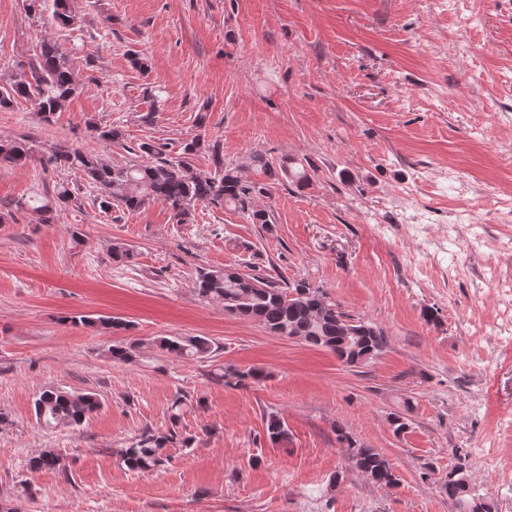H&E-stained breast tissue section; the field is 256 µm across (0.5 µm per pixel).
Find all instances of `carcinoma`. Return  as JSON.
Here are the masks:
<instances>
[{"label":"carcinoma","instance_id":"1","mask_svg":"<svg viewBox=\"0 0 512 512\" xmlns=\"http://www.w3.org/2000/svg\"><path fill=\"white\" fill-rule=\"evenodd\" d=\"M51 23L58 29H68L77 20L73 0H52ZM77 81L70 55L53 38L42 40L38 53L28 62V69H19L7 82L0 85V110H8L19 100L34 105L42 118L50 122L54 115L64 111L68 101L77 93ZM90 137L96 141L119 144L124 130L118 125L102 126L94 121L86 123ZM211 155L213 169L201 174L194 169L193 157L200 152ZM140 163L114 167L98 153L85 147H74L64 142L53 144L48 151L36 152L26 139L0 142V165L25 167L36 160L45 167L77 170L86 176L96 191L95 201L104 213L112 210L135 212L150 202L163 203L178 224L190 219L192 208L198 204L216 207L231 206L252 224H272V210L255 205V197L268 193L264 184L244 177L240 169L224 165L219 143L206 141L197 135L182 144L180 153L173 157L165 153L155 141H142L137 147ZM254 166L272 179L284 176L300 188L310 185L312 178L303 164L290 156L284 157L278 167L257 154ZM77 200L65 186H57L54 195L36 198L32 204L16 202L15 209L30 206L44 224L54 215ZM195 292L203 299H214L224 304V311L243 320H253L275 336L298 338L307 344L332 352L349 365L367 362L381 354L387 345L383 331L371 321L343 311L326 291L308 281L289 282L283 277H272L247 272L239 265L224 268H201L197 272ZM75 325L94 322L105 329L127 330L130 324L119 318L94 321L87 316H73ZM153 344L163 353L176 358L210 359L214 343L204 336H160ZM140 342L114 345L109 349L112 361L131 362L136 358ZM268 377L261 369L242 370L224 365L213 373V378L228 386H242L250 379L259 382ZM102 406L94 392H69L58 388L42 390L33 402L37 421L50 428L78 427ZM202 407V400L191 401L184 394L176 396L171 404V426L164 431L145 429L121 449L119 462L127 470L141 473L155 470L168 462L169 447L189 448L194 442L182 436L177 427L188 408ZM267 435L275 445H288V427L278 416L267 421ZM337 440L350 449L351 465L373 483L387 488L398 486L399 479L390 461L373 448L357 442L341 427H336ZM32 470L66 471L62 458L44 451L29 461ZM467 467L460 462L448 471L444 482L448 501L457 512H494L491 502L477 496L470 484Z\"/></svg>","mask_w":512,"mask_h":512}]
</instances>
